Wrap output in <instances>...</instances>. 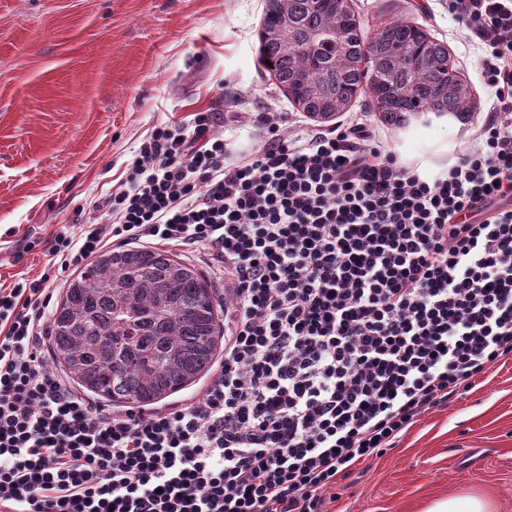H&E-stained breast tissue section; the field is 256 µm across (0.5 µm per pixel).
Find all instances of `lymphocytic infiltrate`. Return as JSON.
<instances>
[{
	"label": "lymphocytic infiltrate",
	"instance_id": "lymphocytic-infiltrate-1",
	"mask_svg": "<svg viewBox=\"0 0 512 512\" xmlns=\"http://www.w3.org/2000/svg\"><path fill=\"white\" fill-rule=\"evenodd\" d=\"M490 118L433 177L364 124L236 153L157 126L100 220L0 288V512H326L339 478L512 355V0H452ZM203 250L224 352L181 404L106 408L50 368L56 272L111 241Z\"/></svg>",
	"mask_w": 512,
	"mask_h": 512
}]
</instances>
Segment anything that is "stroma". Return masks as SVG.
Returning a JSON list of instances; mask_svg holds the SVG:
<instances>
[{"mask_svg":"<svg viewBox=\"0 0 512 512\" xmlns=\"http://www.w3.org/2000/svg\"><path fill=\"white\" fill-rule=\"evenodd\" d=\"M366 33L390 20L443 41L470 88L468 124L387 125L358 93L339 115L405 159L451 160L487 115L479 50L458 39L448 0H352ZM265 0H0V286L33 279L42 246L95 222V201L125 176L152 128L216 112L225 138L260 142L253 113L287 133L316 129L258 62ZM330 512H424L459 494L512 512V356L448 405L430 410L397 448L338 481Z\"/></svg>","mask_w":512,"mask_h":512,"instance_id":"1","label":"stroma"}]
</instances>
